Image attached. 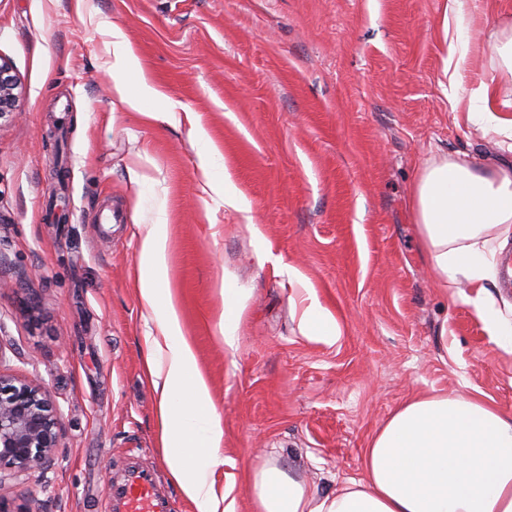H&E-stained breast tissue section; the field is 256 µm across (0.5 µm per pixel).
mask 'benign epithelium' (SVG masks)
I'll return each instance as SVG.
<instances>
[{"label": "benign epithelium", "instance_id": "1", "mask_svg": "<svg viewBox=\"0 0 512 512\" xmlns=\"http://www.w3.org/2000/svg\"><path fill=\"white\" fill-rule=\"evenodd\" d=\"M17 81L0 59V119L13 114ZM56 408L36 378H14L0 370V474L18 477L41 466L58 447Z\"/></svg>", "mask_w": 512, "mask_h": 512}]
</instances>
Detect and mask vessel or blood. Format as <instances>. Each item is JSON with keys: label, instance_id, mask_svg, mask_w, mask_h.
<instances>
[{"label": "vessel or blood", "instance_id": "b4317fda", "mask_svg": "<svg viewBox=\"0 0 512 512\" xmlns=\"http://www.w3.org/2000/svg\"><path fill=\"white\" fill-rule=\"evenodd\" d=\"M107 495L112 501V512H169L168 502L152 470L146 466L125 468Z\"/></svg>", "mask_w": 512, "mask_h": 512}]
</instances>
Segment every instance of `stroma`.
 <instances>
[{"instance_id": "obj_1", "label": "stroma", "mask_w": 512, "mask_h": 512, "mask_svg": "<svg viewBox=\"0 0 512 512\" xmlns=\"http://www.w3.org/2000/svg\"><path fill=\"white\" fill-rule=\"evenodd\" d=\"M444 6L0 0V58L18 81L17 115L0 123V370L43 383L61 437L42 468L0 481L11 512H110L107 487L132 448L171 512H196L164 459L143 374L157 324L139 253L159 219L236 512H256L250 477L268 462L323 495L360 477L363 448L413 395L512 410V354L457 289L436 286L409 210L430 156L504 157L501 138L448 107ZM505 17L512 0H475L467 85L494 77L483 50ZM116 29L166 99L160 117L114 92ZM227 284L251 291L232 350L219 326ZM302 288L338 321L334 344L304 335L291 301Z\"/></svg>"}]
</instances>
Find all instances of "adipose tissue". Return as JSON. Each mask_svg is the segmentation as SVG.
Listing matches in <instances>:
<instances>
[{"mask_svg":"<svg viewBox=\"0 0 512 512\" xmlns=\"http://www.w3.org/2000/svg\"><path fill=\"white\" fill-rule=\"evenodd\" d=\"M114 88L139 112L156 113L162 102L143 75L120 31H113ZM490 62L498 80L465 86L460 67L470 47L449 39L444 60L448 105L485 134L512 139V20L490 35ZM422 250L440 287L474 289L476 316L495 343L512 353V304L502 306L487 285L498 273V255L512 240V164L472 166L445 156L419 171L410 202ZM167 227L146 229L139 255V293L158 324L146 338L144 371L159 394L160 443L171 476L196 512H234L216 491L223 467L224 427L196 354L184 335L168 279ZM301 323L308 338L335 342L334 316L307 291ZM363 475L322 495L267 463L251 486L258 512H512V411L469 395L417 396L403 403L373 436L362 455Z\"/></svg>","mask_w":512,"mask_h":512,"instance_id":"adipose-tissue-1","label":"adipose tissue"}]
</instances>
